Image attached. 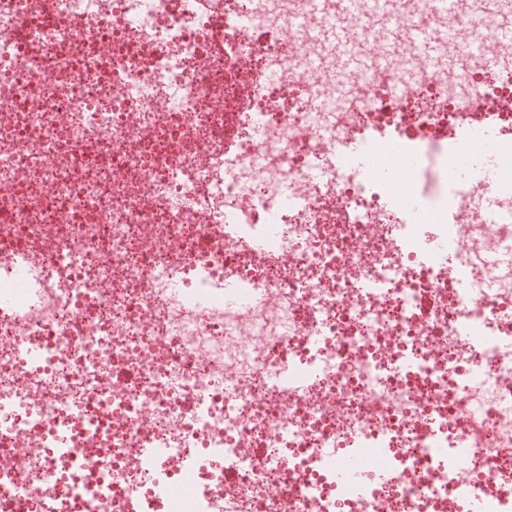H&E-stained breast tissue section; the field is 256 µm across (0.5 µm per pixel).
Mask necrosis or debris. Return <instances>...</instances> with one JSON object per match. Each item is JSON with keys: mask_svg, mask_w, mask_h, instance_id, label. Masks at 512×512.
<instances>
[{"mask_svg": "<svg viewBox=\"0 0 512 512\" xmlns=\"http://www.w3.org/2000/svg\"><path fill=\"white\" fill-rule=\"evenodd\" d=\"M334 21L460 66L336 97L295 64ZM490 33L434 0H0V512H512V167L446 176L484 128L512 158ZM408 38L418 55L427 62H430L437 53L438 43L429 37L420 25L415 24L408 30Z\"/></svg>", "mask_w": 512, "mask_h": 512, "instance_id": "obj_1", "label": "necrosis or debris"}]
</instances>
